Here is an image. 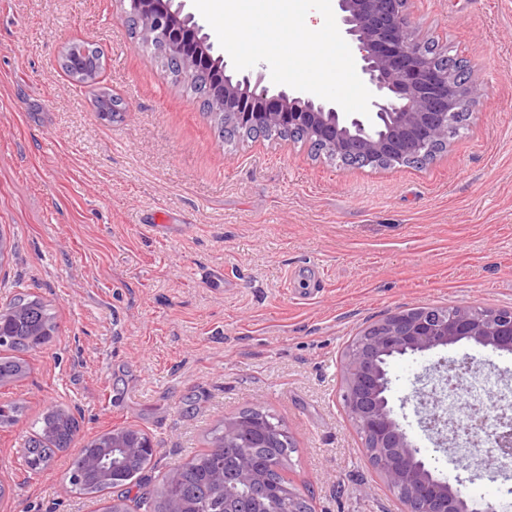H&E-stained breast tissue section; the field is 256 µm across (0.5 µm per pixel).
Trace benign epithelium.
Listing matches in <instances>:
<instances>
[{"mask_svg":"<svg viewBox=\"0 0 512 512\" xmlns=\"http://www.w3.org/2000/svg\"><path fill=\"white\" fill-rule=\"evenodd\" d=\"M121 17L144 22L143 32L153 38L160 58L185 62L192 78L209 82V72L190 67L191 58L203 55L220 68L224 82L210 91L224 109V122L256 131H303L307 143L323 145L336 161L358 159L372 168L383 162L423 166L432 161L437 145L449 148L458 136L459 117L479 110L484 87L476 79L462 80L453 70L435 64L426 55L407 9L408 0H336L339 30L357 52L360 76L373 98L369 115H347L338 106L309 92L271 85L261 72H241L215 54L210 37L186 0H118ZM460 341L495 350L512 351V308H479L473 305L420 307L389 313L355 336L344 356L343 400L363 435L371 463L389 488L403 500L407 512H495L494 505L467 499L459 488L436 474V469L411 441L395 415L388 393L391 363L406 356L424 354ZM471 371V361H441L434 376L405 397L401 406L413 403L425 430L440 437L448 448H460L477 439L480 466L486 471L512 456V414L498 410L487 414L484 405L473 404L464 393L461 378ZM258 434L262 446L288 434L284 425L262 428L243 418L224 421V447L252 448L249 438ZM112 447L123 452L154 455L152 440L112 434ZM92 468L112 475L113 489L124 487L112 458L88 461ZM265 479L251 460L220 479L225 512H246L236 493ZM284 497L283 486L272 484L267 502L256 512H295L275 507Z\"/></svg>","mask_w":512,"mask_h":512,"instance_id":"7a95c632","label":"benign epithelium"}]
</instances>
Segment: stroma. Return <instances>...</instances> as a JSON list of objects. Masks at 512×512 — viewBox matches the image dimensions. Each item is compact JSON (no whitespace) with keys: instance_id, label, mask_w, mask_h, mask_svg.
Returning <instances> with one entry per match:
<instances>
[{"instance_id":"1","label":"stroma","mask_w":512,"mask_h":512,"mask_svg":"<svg viewBox=\"0 0 512 512\" xmlns=\"http://www.w3.org/2000/svg\"><path fill=\"white\" fill-rule=\"evenodd\" d=\"M421 39L467 62L482 105L423 168L347 166L290 140L219 139L213 117L142 50L115 0H0V304L29 293L57 332L0 387L25 414L0 427V512H100L58 484L78 448L126 427L157 448L131 495L260 407L288 429L284 475L314 512H405L342 399L344 354L398 309L512 307V0H409ZM103 55L119 118L59 66ZM471 358L512 388V352L467 342L395 362L399 405L437 360ZM61 406L71 448L28 472L32 422ZM404 424L441 477L455 452Z\"/></svg>"}]
</instances>
